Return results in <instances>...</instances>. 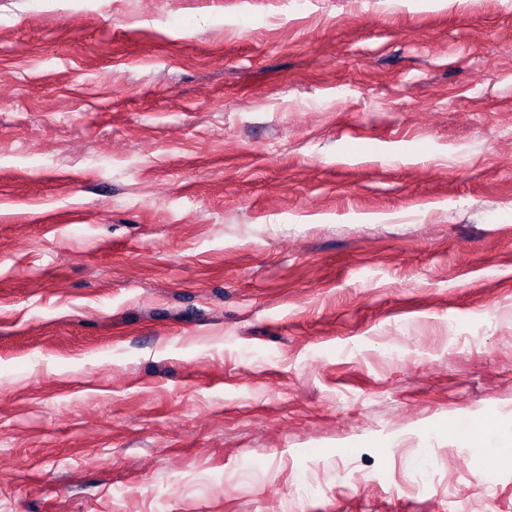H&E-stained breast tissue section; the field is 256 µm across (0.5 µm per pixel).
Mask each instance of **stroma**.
Wrapping results in <instances>:
<instances>
[{"instance_id":"obj_1","label":"stroma","mask_w":512,"mask_h":512,"mask_svg":"<svg viewBox=\"0 0 512 512\" xmlns=\"http://www.w3.org/2000/svg\"><path fill=\"white\" fill-rule=\"evenodd\" d=\"M510 435L512 0H0V512H512Z\"/></svg>"}]
</instances>
